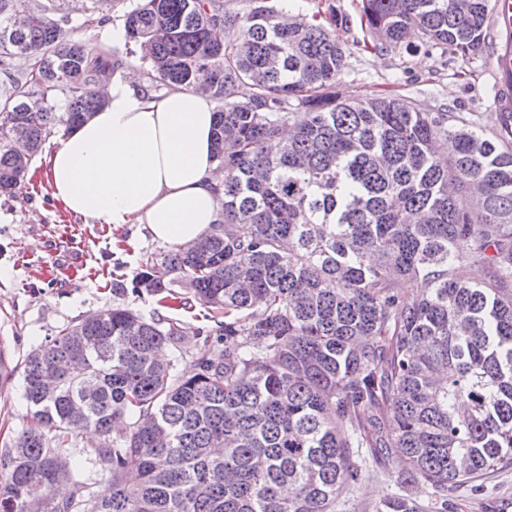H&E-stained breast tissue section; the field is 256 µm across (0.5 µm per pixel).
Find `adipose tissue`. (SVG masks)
<instances>
[{
    "mask_svg": "<svg viewBox=\"0 0 512 512\" xmlns=\"http://www.w3.org/2000/svg\"><path fill=\"white\" fill-rule=\"evenodd\" d=\"M213 124L207 95L172 90L147 99L127 72L113 79L106 105L48 156L52 195L73 215L140 224L169 246L195 241L217 220L223 190Z\"/></svg>",
    "mask_w": 512,
    "mask_h": 512,
    "instance_id": "1",
    "label": "adipose tissue"
}]
</instances>
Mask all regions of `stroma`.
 I'll return each instance as SVG.
<instances>
[{
	"instance_id": "stroma-1",
	"label": "stroma",
	"mask_w": 512,
	"mask_h": 512,
	"mask_svg": "<svg viewBox=\"0 0 512 512\" xmlns=\"http://www.w3.org/2000/svg\"><path fill=\"white\" fill-rule=\"evenodd\" d=\"M361 0H288V12L329 25L342 16L336 34L346 47V64L336 79L339 99L356 101L392 95L426 112H452L467 118L494 109L491 51L464 57L429 47L414 35L413 51L373 47L360 18ZM142 228L92 224L66 212L45 176V159L37 157L24 186L14 196L0 195V346L15 364L68 323L121 303L149 315L202 324V307L181 308L178 301L157 308L153 298L118 296L112 281L132 276L144 255L162 250ZM24 376L0 392V449L26 421ZM400 466L387 463L365 474L345 494L354 512H372L381 499L405 493L420 503L431 495L420 483L399 482ZM448 512H512V469L486 479L478 490L461 486L448 491Z\"/></svg>"
}]
</instances>
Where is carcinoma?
Masks as SVG:
<instances>
[{
	"mask_svg": "<svg viewBox=\"0 0 512 512\" xmlns=\"http://www.w3.org/2000/svg\"><path fill=\"white\" fill-rule=\"evenodd\" d=\"M72 0H0V194L24 182L50 138L101 110L110 46L65 38ZM116 0H81L95 29ZM492 0H362L374 46L420 31L463 56L486 45ZM275 0H140L128 42L161 88L208 91L219 220L146 256L112 290L176 289L205 309L224 355L156 356L189 324L114 305L24 361L27 424L0 453V512H336L372 464L393 458L448 512V488L512 466V126L492 134L403 98L337 101L346 52L328 30L279 20ZM228 25L240 38L224 41ZM64 95L58 105L56 93ZM485 270L480 282L456 275ZM408 279L422 294L408 300ZM16 366L0 347V392ZM112 481L86 494L66 449ZM70 484L62 498L57 488ZM375 512H424L392 496Z\"/></svg>",
	"mask_w": 512,
	"mask_h": 512,
	"instance_id": "obj_1",
	"label": "carcinoma"
}]
</instances>
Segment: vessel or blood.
I'll use <instances>...</instances> for the list:
<instances>
[{
  "label": "vessel or blood",
  "mask_w": 512,
  "mask_h": 512,
  "mask_svg": "<svg viewBox=\"0 0 512 512\" xmlns=\"http://www.w3.org/2000/svg\"><path fill=\"white\" fill-rule=\"evenodd\" d=\"M490 27L497 44L493 72L497 85V111L512 112V0H493Z\"/></svg>",
  "instance_id": "b4317fda"
}]
</instances>
